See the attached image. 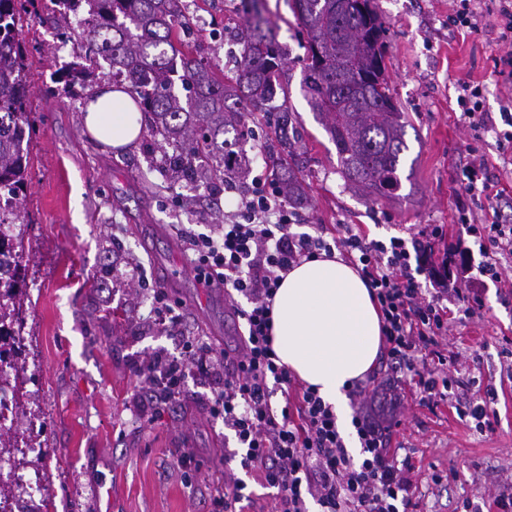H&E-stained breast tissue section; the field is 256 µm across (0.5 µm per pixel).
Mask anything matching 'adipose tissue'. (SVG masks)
<instances>
[{"mask_svg": "<svg viewBox=\"0 0 512 512\" xmlns=\"http://www.w3.org/2000/svg\"><path fill=\"white\" fill-rule=\"evenodd\" d=\"M83 126L117 150L138 140L142 115L129 93L105 85L88 100ZM273 348L281 363L334 405L371 372L382 346L380 308L360 272L342 258L301 261L272 301Z\"/></svg>", "mask_w": 512, "mask_h": 512, "instance_id": "adipose-tissue-1", "label": "adipose tissue"}]
</instances>
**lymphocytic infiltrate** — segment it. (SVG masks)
<instances>
[{
	"label": "lymphocytic infiltrate",
	"instance_id": "lymphocytic-infiltrate-1",
	"mask_svg": "<svg viewBox=\"0 0 512 512\" xmlns=\"http://www.w3.org/2000/svg\"><path fill=\"white\" fill-rule=\"evenodd\" d=\"M460 222L478 246L479 275L506 285L502 263L512 259V225L486 223L468 211L461 212ZM445 237L440 224L387 243L368 238L354 224L344 225L331 241L320 230L297 233L274 183L253 180L222 234L193 241L196 279L221 283L228 295L249 302L241 313L246 332L220 360L192 336L183 337L180 357L150 356L137 369L146 382L147 405L157 409L182 397L190 373L223 371L224 386L209 403L210 416L234 432L242 447L240 468L275 488L274 512H308L310 498L321 512H416L414 467L398 462L391 449L401 424V384L412 381L421 404L446 400L453 388L448 368L459 361L445 341L448 305L459 304L468 317L481 309L477 295L449 289L448 265L434 259ZM324 252L340 253L359 266L383 320L382 374L347 388L360 443L356 457L347 450L334 407L314 388L296 384L273 349L270 302L277 288L291 268ZM277 395L282 404H274Z\"/></svg>",
	"mask_w": 512,
	"mask_h": 512
}]
</instances>
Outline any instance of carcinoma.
Returning a JSON list of instances; mask_svg holds the SVG:
<instances>
[{"mask_svg": "<svg viewBox=\"0 0 512 512\" xmlns=\"http://www.w3.org/2000/svg\"><path fill=\"white\" fill-rule=\"evenodd\" d=\"M34 0H0V190L22 209L30 165L32 92L25 71L23 14ZM77 19L65 21L61 41L76 42L75 60L59 70L69 87L85 85L84 62H107L116 83L139 104L144 115L145 145L162 152L161 169L194 182L209 168L210 183L224 185V134L237 130L243 111L277 113L282 151L292 153L288 92L278 81L284 54L268 20L254 15L255 27L242 38V64L220 80L212 66L183 43L187 19L176 0H59ZM306 31L303 88L336 147L344 180L370 200L398 197L407 120L393 102L385 76L384 22L374 0H288ZM283 101L271 105L277 94ZM174 144L171 153L165 146ZM274 181L288 202L306 201L303 177L282 156L270 157ZM0 326L15 320L21 301L16 282L0 267Z\"/></svg>", "mask_w": 512, "mask_h": 512, "instance_id": "cac0c4a2", "label": "carcinoma"}]
</instances>
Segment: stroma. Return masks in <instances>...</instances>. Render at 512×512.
I'll list each match as a JSON object with an SVG mask.
<instances>
[{"instance_id":"1","label":"stroma","mask_w":512,"mask_h":512,"mask_svg":"<svg viewBox=\"0 0 512 512\" xmlns=\"http://www.w3.org/2000/svg\"><path fill=\"white\" fill-rule=\"evenodd\" d=\"M191 15L209 25L190 44L208 53L224 73V36L241 37L251 22L242 0H187ZM386 24L387 77L393 100L405 113L412 168L398 199L374 203L349 187L337 170L336 147L311 110L302 89L306 36L286 0H263L286 63L294 122L288 135L308 200L297 220L327 232L357 224L371 239L410 238L427 224L443 225L447 241L462 235L457 205L473 213L512 219V173L503 169L512 142L493 134L474 141L457 104V85L469 78L483 86V109L498 115L512 95V76L498 74L505 46L491 33L450 25L448 0H375ZM53 22L33 23L26 34L32 113V164L27 177L22 293L25 344L18 382L25 396L13 431V447L0 467L42 475L57 512H214L212 498L238 451L232 430L208 414L215 384L188 379V395L157 418L139 401L134 366L152 353L173 355L178 339L194 336L215 356L235 347L243 323L218 299L201 303L195 288H166L169 305L183 314L177 331L149 326L154 290L165 272L191 269L192 241L224 221L234 196L206 183L170 179L157 168L160 154L142 146L118 154L92 139L81 123L90 95L109 83V67L95 65L83 88H54L56 66L72 59L59 49ZM245 135L230 137L226 152L244 162L234 183L248 188L269 176L265 161L280 151L274 119L261 112L245 122ZM487 162V189L462 193L469 143ZM479 316L452 315L448 347L479 353L458 381L489 398L497 419L490 428L460 417L454 402L437 408L405 398L403 424L392 445L420 474L418 512H496L493 495L512 496V379L501 367L512 360V292L482 289ZM40 426H31V418ZM191 449L194 462L178 458Z\"/></svg>"}]
</instances>
